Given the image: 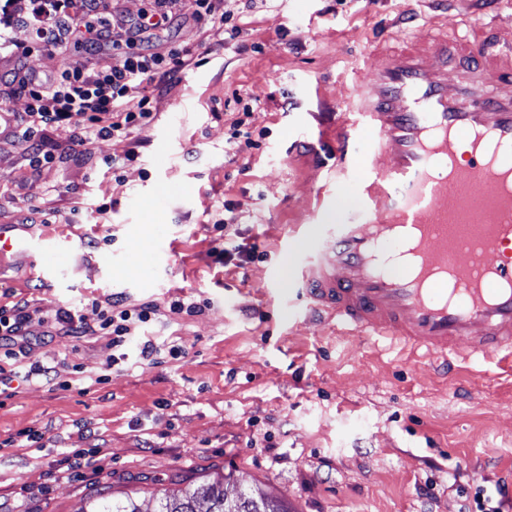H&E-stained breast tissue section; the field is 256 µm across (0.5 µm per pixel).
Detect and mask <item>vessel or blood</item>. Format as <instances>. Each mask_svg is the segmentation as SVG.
Masks as SVG:
<instances>
[{
  "mask_svg": "<svg viewBox=\"0 0 512 512\" xmlns=\"http://www.w3.org/2000/svg\"><path fill=\"white\" fill-rule=\"evenodd\" d=\"M318 129L331 181L310 218L340 207L334 180L363 174L357 217L323 225L296 279L314 312L438 361L459 349L512 369V35L376 43ZM374 136L357 144L355 132ZM57 254L0 231V255Z\"/></svg>",
  "mask_w": 512,
  "mask_h": 512,
  "instance_id": "obj_1",
  "label": "vessel or blood"
}]
</instances>
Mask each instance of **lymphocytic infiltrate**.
I'll list each match as a JSON object with an SVG mask.
<instances>
[{"label": "lymphocytic infiltrate", "instance_id": "1", "mask_svg": "<svg viewBox=\"0 0 512 512\" xmlns=\"http://www.w3.org/2000/svg\"><path fill=\"white\" fill-rule=\"evenodd\" d=\"M181 2L147 0L138 19L130 22L117 18L112 0H0V54L16 62L0 99H26L19 123L23 138L33 144L35 162L53 159L51 130L72 128V148L80 153L100 140L124 139L132 128L152 119L149 86H175L179 72L200 64L199 56L187 47L146 51L139 46L142 35L167 30ZM190 10L206 40L228 34L231 16L224 10V0H191ZM16 27L28 30L29 44L13 41L11 31ZM103 48L111 49L118 61L99 69L93 57ZM75 50L80 60L51 76H40L25 63L36 52L66 56ZM155 313L153 303L130 306L116 298L100 311L97 327L88 326L69 309L58 311L55 323L67 336L100 332L111 337L113 347H135L141 359L155 364L162 355L180 353L178 347L165 350L151 338L135 335V327L149 322ZM45 337L36 329L27 301L0 307V393L9 398L16 395L15 364L21 362L29 341Z\"/></svg>", "mask_w": 512, "mask_h": 512}]
</instances>
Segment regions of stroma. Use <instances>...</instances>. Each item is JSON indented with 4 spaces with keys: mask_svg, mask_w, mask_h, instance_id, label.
Here are the masks:
<instances>
[{
    "mask_svg": "<svg viewBox=\"0 0 512 512\" xmlns=\"http://www.w3.org/2000/svg\"><path fill=\"white\" fill-rule=\"evenodd\" d=\"M224 10L240 33L223 45L205 48L182 17L166 31L206 62L153 88V117L127 143L76 154L59 128L54 161L35 167L28 142L0 135V226L23 224L66 255L47 271L0 256V306L23 299L51 321L76 305L94 325L121 293L157 304L141 335L181 350L114 369L106 336L30 342L22 367L52 368L56 381L36 376L0 396V512H80L99 495L155 512L217 472L228 494L261 485L289 512H464L477 489L512 484V372L479 361L445 374L309 314L282 286L311 241L281 239L305 215L313 164L330 157L315 115L369 37H482L491 23L512 28V0H224ZM237 94L253 101L262 139L236 153L224 103ZM128 146L138 159L113 169ZM228 232L261 257L214 262ZM177 299L209 306L174 314ZM25 430L39 441H18ZM73 448L94 454L69 467Z\"/></svg>",
    "mask_w": 512,
    "mask_h": 512,
    "instance_id": "obj_1",
    "label": "stroma"
}]
</instances>
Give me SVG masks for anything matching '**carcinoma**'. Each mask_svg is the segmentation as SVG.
<instances>
[{"instance_id": "carcinoma-1", "label": "carcinoma", "mask_w": 512, "mask_h": 512, "mask_svg": "<svg viewBox=\"0 0 512 512\" xmlns=\"http://www.w3.org/2000/svg\"><path fill=\"white\" fill-rule=\"evenodd\" d=\"M156 512H288V508L258 486L249 493L229 498L224 493V476L221 475L165 500Z\"/></svg>"}]
</instances>
